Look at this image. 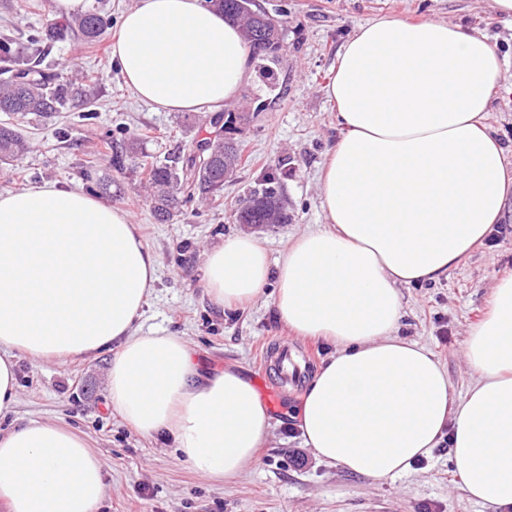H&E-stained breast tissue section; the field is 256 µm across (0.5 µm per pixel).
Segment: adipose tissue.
<instances>
[{
  "label": "adipose tissue",
  "instance_id": "1",
  "mask_svg": "<svg viewBox=\"0 0 512 512\" xmlns=\"http://www.w3.org/2000/svg\"><path fill=\"white\" fill-rule=\"evenodd\" d=\"M112 58L144 102L194 112L238 97L250 49L200 0H138ZM504 65L454 22L359 26L325 88L342 127L320 177L325 227L296 235L274 263L255 236L224 238L203 276L219 305L275 280L280 320L335 346L295 415L317 458L384 480L445 442L467 496L512 512V274L495 279L467 330L463 397L428 349L396 334L401 287L447 275L512 195L506 150L485 123ZM156 275L125 210L57 183L0 194V417L17 402L18 357L112 347L113 411L136 432L168 436L203 478L234 481L268 442V410L241 371L201 370L181 338L136 334ZM106 493L103 460L78 430L0 429L7 512H97Z\"/></svg>",
  "mask_w": 512,
  "mask_h": 512
}]
</instances>
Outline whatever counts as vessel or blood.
I'll use <instances>...</instances> for the list:
<instances>
[{
  "mask_svg": "<svg viewBox=\"0 0 512 512\" xmlns=\"http://www.w3.org/2000/svg\"><path fill=\"white\" fill-rule=\"evenodd\" d=\"M256 370L259 388L267 403L272 405L285 387L301 385L308 376L309 363L287 341L280 339L263 355Z\"/></svg>",
  "mask_w": 512,
  "mask_h": 512,
  "instance_id": "vessel-or-blood-1",
  "label": "vessel or blood"
}]
</instances>
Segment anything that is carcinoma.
<instances>
[{"mask_svg": "<svg viewBox=\"0 0 512 512\" xmlns=\"http://www.w3.org/2000/svg\"><path fill=\"white\" fill-rule=\"evenodd\" d=\"M204 3L239 23L252 51L275 54L282 48L283 29L268 26L260 11L246 12L238 0ZM111 23L112 17L95 8L79 17L55 22L21 47L0 39V71L8 75L7 81L0 83V112L51 117L88 102L95 93L94 87L76 80L61 81L40 68L41 48L64 40L96 43ZM209 125L207 137L185 145L184 157L143 167L158 220H169L197 197L219 196L224 190V178L232 177L241 164L242 144L224 139V127L218 125L215 117H210ZM29 149L28 141L13 128L0 126L1 165L21 159ZM235 220L239 224L288 223V208L275 179L264 180L262 187L250 192L236 209Z\"/></svg>", "mask_w": 512, "mask_h": 512, "instance_id": "carcinoma-1", "label": "carcinoma"}]
</instances>
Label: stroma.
<instances>
[{"label":"stroma","instance_id":"35a3bbf8","mask_svg":"<svg viewBox=\"0 0 512 512\" xmlns=\"http://www.w3.org/2000/svg\"><path fill=\"white\" fill-rule=\"evenodd\" d=\"M256 5L279 18L284 42L277 54L252 59L239 96L223 107L224 114L238 118L234 136L244 144L247 160L219 197L194 199L170 221L153 216L143 189V161L179 155L192 139L205 137L212 111L158 112L140 101L112 60L109 38L45 48L44 66L58 79L85 75L93 81L89 102L51 118L0 112V123L12 124L31 145L22 159L0 165V192L56 182L129 212L157 262L137 333L180 337L201 367H238L250 377L273 340L313 349L319 366L333 347L290 333L273 305L274 283L246 304H215L203 279L205 256L225 237L245 233L257 237L274 260L294 236L323 225L319 173L341 133L325 87L341 45L360 25L383 16L445 19L484 36L505 61L488 125L507 147L512 165V17L494 11L491 0H256ZM56 19L53 0H0V37L23 43ZM107 138L120 148L138 139L142 157L115 169L103 147ZM269 175L278 181L290 222L237 223L239 200ZM501 222L506 230L496 245L478 246L438 281L401 289L399 336L431 350L459 395L471 381L461 355L466 329L483 316L495 277L512 273V198ZM112 357L109 351L65 363L19 357L18 403L0 420L1 430L16 420L36 419L84 433L105 462L108 489L100 512H492L467 497L444 445L408 473L386 480L321 461L294 427L299 392L283 395L270 409L268 443L255 467L233 482L212 483L180 460L168 437L140 434L112 411L106 396Z\"/></svg>","mask_w":512,"mask_h":512}]
</instances>
